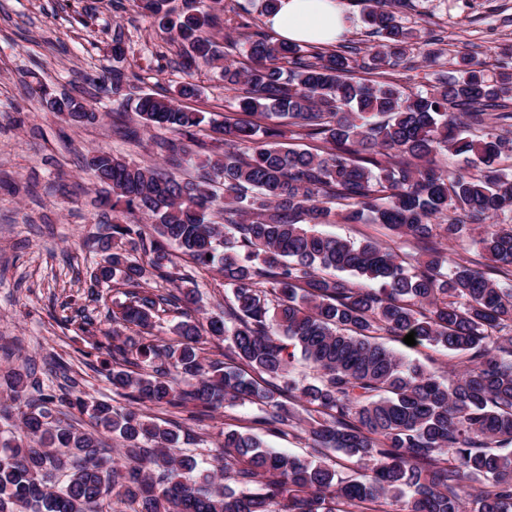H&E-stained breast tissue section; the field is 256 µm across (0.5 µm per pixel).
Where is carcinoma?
<instances>
[{
  "label": "carcinoma",
  "mask_w": 512,
  "mask_h": 512,
  "mask_svg": "<svg viewBox=\"0 0 512 512\" xmlns=\"http://www.w3.org/2000/svg\"><path fill=\"white\" fill-rule=\"evenodd\" d=\"M135 2L171 32L185 71L198 59L224 61V91L234 92L239 116L224 117V153L205 160L198 182L107 151L87 161L109 208L91 287L125 297L109 312L112 338L149 331L169 312L184 317L173 342L125 336L112 346V385L131 404L191 407L198 420L238 402L261 408L248 430L224 432L207 469L182 450L196 439L173 422L88 396L60 398L90 413L96 430H85L50 407L54 395L27 397V378L13 371L14 410L0 407V421L14 426L0 439V512H388V503L394 512H512V224L486 223L512 215V166L494 167L512 152V72L489 80L477 53L461 52L430 88L406 91L386 77L419 40L396 21L403 0H363L379 38L370 56L377 78L364 80L353 76L350 46L272 43L240 23L251 62L242 67L208 35L209 12L172 20L167 0ZM40 91L71 122L97 120L87 100ZM196 94L191 82L144 94L132 108L140 125L116 112L114 130L130 141L142 127L171 131L178 139L157 147L176 165L205 123L178 104ZM284 119L316 148H277ZM450 153L484 168L450 175ZM215 211L224 223L212 220ZM337 211L414 239L426 259L412 264L376 241L315 230ZM474 224L494 277L442 254V240L462 241ZM174 248L194 268L179 267ZM204 269L231 295L222 314L202 322L190 309ZM149 276L176 288L150 291ZM412 331L469 366L444 375L378 341ZM206 337L224 343V361H206ZM297 354L318 377L291 375ZM292 400L321 419L302 426ZM257 430L304 434L308 456L263 448ZM102 431L118 458L105 452ZM326 450L367 474L337 475L317 461Z\"/></svg>",
  "instance_id": "obj_1"
}]
</instances>
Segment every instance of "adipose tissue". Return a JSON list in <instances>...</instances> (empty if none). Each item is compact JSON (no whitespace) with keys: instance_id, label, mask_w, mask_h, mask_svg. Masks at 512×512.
Here are the masks:
<instances>
[{"instance_id":"obj_1","label":"adipose tissue","mask_w":512,"mask_h":512,"mask_svg":"<svg viewBox=\"0 0 512 512\" xmlns=\"http://www.w3.org/2000/svg\"><path fill=\"white\" fill-rule=\"evenodd\" d=\"M267 24L280 40L318 46L334 44L349 30L338 0H280Z\"/></svg>"}]
</instances>
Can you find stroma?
I'll use <instances>...</instances> for the list:
<instances>
[{"label":"stroma","instance_id":"stroma-1","mask_svg":"<svg viewBox=\"0 0 512 512\" xmlns=\"http://www.w3.org/2000/svg\"><path fill=\"white\" fill-rule=\"evenodd\" d=\"M350 28L342 44L357 47L354 75H368L376 40L361 20L362 0H339ZM220 14L232 19L212 35L234 41L232 55L244 61V43L235 24L245 20L267 31L261 0H223ZM398 21L418 30L431 59L416 56L413 68H397L412 91L429 88L437 73L451 70L462 45L478 52L488 77L512 70V0H408ZM124 54L115 57V43ZM180 49L154 18L132 0H0V376L8 370L32 374L41 390L59 397L77 383L80 391L124 405L107 379L112 357L99 345L111 330L106 309L90 297L89 273L98 259L91 241L98 231L100 186L85 169L87 156L107 150L131 162L150 163L163 137L159 128L142 131L139 143L126 142L112 128V115L129 112L127 99L142 93H169L185 78L199 88L185 108L223 122L235 102L224 91L218 69L197 62L191 73L177 66ZM120 68L131 80L120 94L111 85L97 91V122L72 125L50 111L27 85H46L73 95L92 78ZM326 232L354 241L373 239L398 252L415 254V242L379 224H329ZM95 320L81 329L83 315ZM257 405L245 403L212 412L205 420L175 414L180 427L198 437L195 453L210 459L224 431L246 430Z\"/></svg>","mask_w":512,"mask_h":512}]
</instances>
